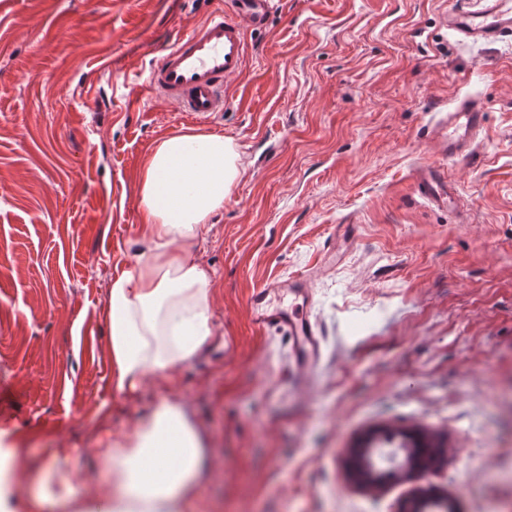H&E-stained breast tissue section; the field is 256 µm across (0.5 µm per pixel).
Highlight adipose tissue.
Segmentation results:
<instances>
[{
    "mask_svg": "<svg viewBox=\"0 0 512 512\" xmlns=\"http://www.w3.org/2000/svg\"><path fill=\"white\" fill-rule=\"evenodd\" d=\"M232 138L189 131L156 142L139 173L143 234L132 269L111 276L105 304L112 381L136 388L150 374L171 376L211 340L214 273L189 250L239 181ZM94 453L113 491L87 498L81 512H198L208 456L181 405L161 400L132 439L106 436ZM32 512H69L70 480L45 463L26 490Z\"/></svg>",
    "mask_w": 512,
    "mask_h": 512,
    "instance_id": "1",
    "label": "adipose tissue"
}]
</instances>
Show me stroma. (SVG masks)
<instances>
[{"instance_id":"obj_1","label":"stroma","mask_w":512,"mask_h":512,"mask_svg":"<svg viewBox=\"0 0 512 512\" xmlns=\"http://www.w3.org/2000/svg\"><path fill=\"white\" fill-rule=\"evenodd\" d=\"M220 5L0 0V512H29L18 457L56 461L77 500L100 493L89 449L165 395L209 450L199 512H400L422 486L456 512H512V36L457 37L453 0H272L229 107L194 124L145 82ZM468 96L485 124L452 158L440 123ZM192 128L233 138L245 166L195 247L216 335L120 392L108 278L133 265L145 156ZM424 166L456 210L416 192ZM296 276L322 337L303 378L288 336L247 311L251 289ZM373 431L443 457L363 486ZM377 440V436L369 437L360 448L355 450L358 459V472L366 481H373L375 479L376 457L380 449L374 448Z\"/></svg>"}]
</instances>
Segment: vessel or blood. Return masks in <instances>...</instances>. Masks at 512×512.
Listing matches in <instances>:
<instances>
[{
    "instance_id": "b4317fda",
    "label": "vessel or blood",
    "mask_w": 512,
    "mask_h": 512,
    "mask_svg": "<svg viewBox=\"0 0 512 512\" xmlns=\"http://www.w3.org/2000/svg\"><path fill=\"white\" fill-rule=\"evenodd\" d=\"M231 2L234 12L213 11L205 22L164 49L150 68L149 91L184 117L202 122L223 112L224 85L244 68L245 30L263 26L271 8L270 0ZM445 23L464 39L494 41L512 35V0H456ZM485 115L483 104L470 98L449 109L441 126L449 156L463 155L473 146ZM417 189L437 207L452 210L457 205L453 185L433 168L420 171ZM288 295L294 296V303H285ZM311 297L302 277L270 281L249 296L251 328L260 332L275 327L287 333L293 340V362L303 373L315 365L321 349L318 328L306 312Z\"/></svg>"
}]
</instances>
